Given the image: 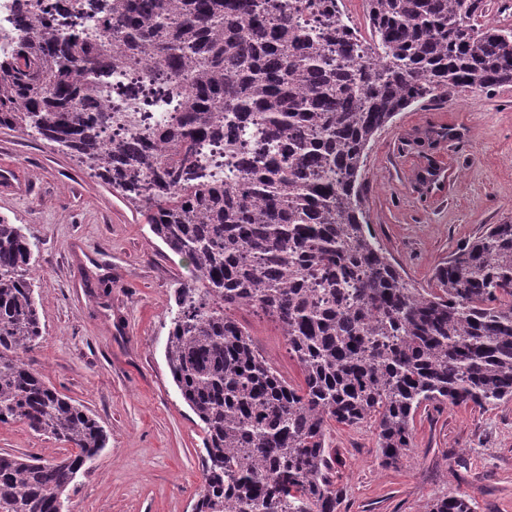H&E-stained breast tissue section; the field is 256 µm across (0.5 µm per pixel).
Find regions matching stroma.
<instances>
[{
	"instance_id": "stroma-1",
	"label": "stroma",
	"mask_w": 512,
	"mask_h": 512,
	"mask_svg": "<svg viewBox=\"0 0 512 512\" xmlns=\"http://www.w3.org/2000/svg\"><path fill=\"white\" fill-rule=\"evenodd\" d=\"M456 159L449 187L441 158ZM381 245L419 285L486 225L512 220V85L465 91L399 113L363 173ZM0 217L38 245L35 297L43 338L27 359L48 384L88 407L110 435L77 477L67 512H191L204 434L169 372L173 293L190 277L144 216L49 142L0 128ZM274 368L302 380L268 317L235 313ZM340 512H422L462 493L476 512H512V400L490 409L433 403L415 418L400 464L381 466L372 423L330 430ZM0 452L45 459L67 445L20 423L0 425Z\"/></svg>"
}]
</instances>
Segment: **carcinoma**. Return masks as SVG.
Here are the masks:
<instances>
[{
    "label": "carcinoma",
    "instance_id": "1",
    "mask_svg": "<svg viewBox=\"0 0 512 512\" xmlns=\"http://www.w3.org/2000/svg\"><path fill=\"white\" fill-rule=\"evenodd\" d=\"M97 2L69 30L52 11L83 0H22L17 26L35 32L0 55V127L75 156L193 267L166 344L204 433L192 512H338L330 423L373 422L393 467L421 406L512 398V221L422 288L363 206L371 143L400 112L512 85V27L481 23L487 0H365L367 37L343 0ZM143 59L150 84L112 81ZM158 101L169 116L145 134ZM35 248L0 218V424L75 452L0 454V512H58L109 440L26 360L42 336ZM240 309L277 324L302 383L257 351ZM424 512L474 508L443 495Z\"/></svg>",
    "mask_w": 512,
    "mask_h": 512
}]
</instances>
